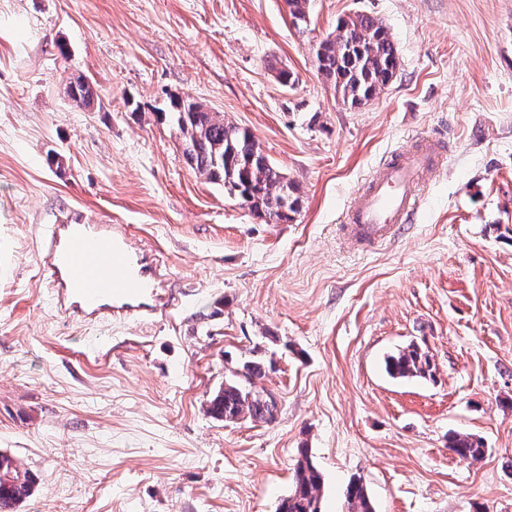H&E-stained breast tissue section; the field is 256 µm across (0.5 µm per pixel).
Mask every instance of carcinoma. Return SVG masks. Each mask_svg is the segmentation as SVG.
I'll return each instance as SVG.
<instances>
[{
  "instance_id": "obj_1",
  "label": "carcinoma",
  "mask_w": 512,
  "mask_h": 512,
  "mask_svg": "<svg viewBox=\"0 0 512 512\" xmlns=\"http://www.w3.org/2000/svg\"><path fill=\"white\" fill-rule=\"evenodd\" d=\"M317 73L331 83L350 107L366 104L392 80L398 67L393 41L387 28L367 14L337 21L334 32L319 43L315 54ZM71 98L87 105L93 99L89 83L69 85ZM170 122L177 128L187 161L208 179L224 183L241 205L275 224L293 220L297 212L298 188L285 182L286 174L262 151L246 128L224 121L198 102L171 96ZM386 371L393 378H425L432 375L429 355L410 345L387 357ZM259 362L245 363L232 372L224 390L211 402L210 412L226 421L246 416L270 422L277 412L275 401L254 388L261 376ZM448 448L461 460H479L486 448L471 434H454ZM32 480L17 468L11 457L0 453V512H13V505L30 494ZM322 478L307 452H302L291 493L279 512H320ZM348 512H375L373 501L360 480L346 491Z\"/></svg>"
}]
</instances>
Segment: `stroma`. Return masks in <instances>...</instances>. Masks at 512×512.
Returning a JSON list of instances; mask_svg holds the SVG:
<instances>
[{"mask_svg":"<svg viewBox=\"0 0 512 512\" xmlns=\"http://www.w3.org/2000/svg\"><path fill=\"white\" fill-rule=\"evenodd\" d=\"M358 13L399 69L352 108L314 46ZM173 95L254 135L299 188L292 222L187 162ZM428 135L448 155L412 223L345 249L365 179ZM75 216L127 225L182 305L54 308L43 235ZM412 343L433 378L387 373ZM254 359L274 421L212 417ZM303 448L321 512L354 478L376 512H512V0H310L302 31L286 0H0V451L35 481L15 512H277ZM449 449L460 460H479L483 457L486 448L484 442L471 434H454L448 440Z\"/></svg>","mask_w":512,"mask_h":512,"instance_id":"1","label":"stroma"}]
</instances>
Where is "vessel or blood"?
<instances>
[{"label":"vessel or blood","instance_id":"b4317fda","mask_svg":"<svg viewBox=\"0 0 512 512\" xmlns=\"http://www.w3.org/2000/svg\"><path fill=\"white\" fill-rule=\"evenodd\" d=\"M447 148L443 138L430 136L385 159L347 211L343 230L350 248L379 244L411 222L424 180L440 167ZM45 253L52 300L73 317L125 319L180 304L162 294L156 269L132 245L126 225H52Z\"/></svg>","mask_w":512,"mask_h":512}]
</instances>
